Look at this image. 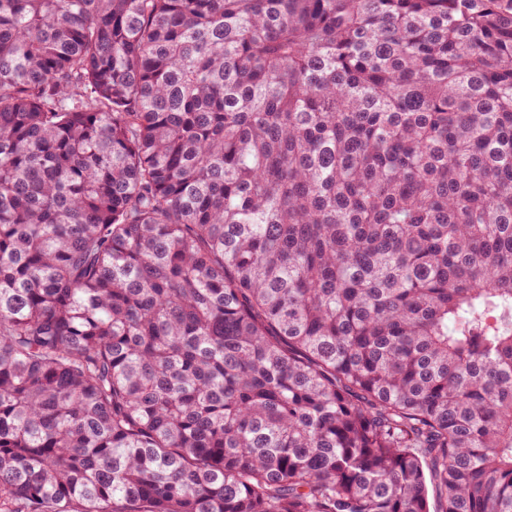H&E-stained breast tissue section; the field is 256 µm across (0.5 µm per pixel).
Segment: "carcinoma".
<instances>
[{
  "label": "carcinoma",
  "mask_w": 512,
  "mask_h": 512,
  "mask_svg": "<svg viewBox=\"0 0 512 512\" xmlns=\"http://www.w3.org/2000/svg\"><path fill=\"white\" fill-rule=\"evenodd\" d=\"M512 512V0H0V512Z\"/></svg>",
  "instance_id": "1"
}]
</instances>
